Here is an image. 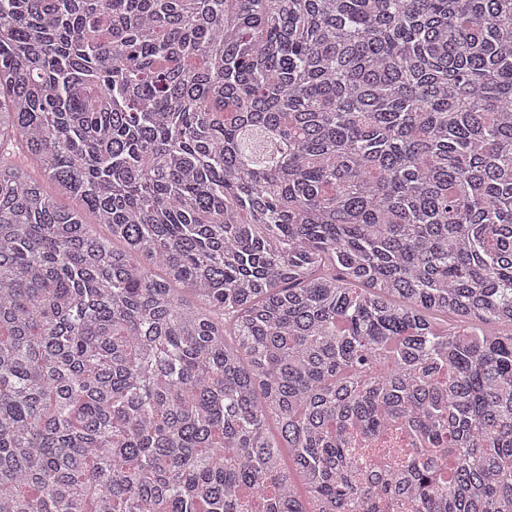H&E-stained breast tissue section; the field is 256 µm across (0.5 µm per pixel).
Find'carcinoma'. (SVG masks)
Masks as SVG:
<instances>
[{"instance_id":"carcinoma-1","label":"carcinoma","mask_w":512,"mask_h":512,"mask_svg":"<svg viewBox=\"0 0 512 512\" xmlns=\"http://www.w3.org/2000/svg\"><path fill=\"white\" fill-rule=\"evenodd\" d=\"M0 512H512V0H0Z\"/></svg>"}]
</instances>
